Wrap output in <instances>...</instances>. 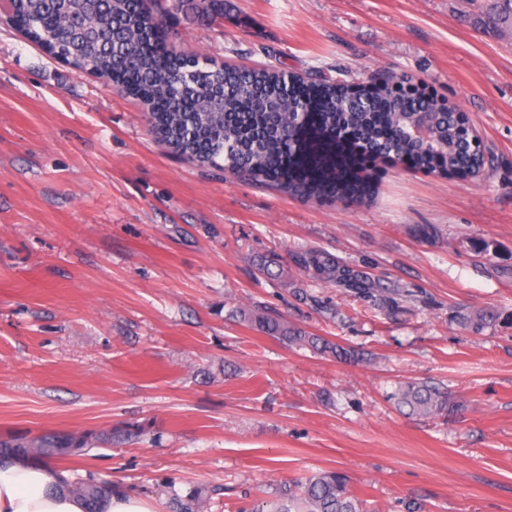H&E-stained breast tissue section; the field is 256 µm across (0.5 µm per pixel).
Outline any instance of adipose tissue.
Segmentation results:
<instances>
[{
    "label": "adipose tissue",
    "mask_w": 512,
    "mask_h": 512,
    "mask_svg": "<svg viewBox=\"0 0 512 512\" xmlns=\"http://www.w3.org/2000/svg\"><path fill=\"white\" fill-rule=\"evenodd\" d=\"M0 512H84L65 487V475L49 465L0 463Z\"/></svg>",
    "instance_id": "obj_1"
}]
</instances>
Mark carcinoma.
<instances>
[{"instance_id": "1", "label": "carcinoma", "mask_w": 512, "mask_h": 512, "mask_svg": "<svg viewBox=\"0 0 512 512\" xmlns=\"http://www.w3.org/2000/svg\"><path fill=\"white\" fill-rule=\"evenodd\" d=\"M15 27L33 44L80 74L112 81L147 109L151 133L168 151L202 166L242 171L273 180L285 192L353 193L351 173L341 174L305 152L306 129L317 127L353 138L382 154L407 157L416 167L438 164L441 174L466 179L484 166L473 151L470 133L454 112H438L435 99L393 90L384 75L368 85L344 80L305 79L276 66L248 69L212 63L205 55L157 52L153 28L181 13L208 19L224 17V0H11ZM486 23L512 32V0H493ZM425 120L432 141L425 144L412 127ZM294 262L318 281L350 288L390 319L404 313L407 296L383 288L363 273L335 263L319 250L294 255ZM252 329L290 346L310 348L339 361L359 353L310 333L266 310L240 311ZM497 314L472 309L457 317L461 328L480 333ZM390 399L411 416L446 418L456 404L448 393L424 382H405ZM100 442L93 432L49 433L0 440V460L46 461L87 455ZM120 491L109 479L89 478L71 485L85 512H101V501ZM175 512H200L202 495H174ZM257 512H367L365 500L340 471L316 472L275 489L267 509Z\"/></svg>"}]
</instances>
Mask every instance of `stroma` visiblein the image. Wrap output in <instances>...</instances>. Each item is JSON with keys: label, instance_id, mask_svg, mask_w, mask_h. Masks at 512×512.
I'll list each match as a JSON object with an SVG mask.
<instances>
[{"label": "stroma", "instance_id": "35a3bbf8", "mask_svg": "<svg viewBox=\"0 0 512 512\" xmlns=\"http://www.w3.org/2000/svg\"><path fill=\"white\" fill-rule=\"evenodd\" d=\"M482 17L473 0H224L222 19L166 23L168 51L220 63L412 78L492 151L467 180L378 163L368 199L193 164L139 100L0 23V440L96 432L56 467L155 512L193 489L206 512H250L321 470L370 512H512V33ZM310 248L418 304L388 319L300 270ZM257 304L364 361L252 330L235 311ZM462 307L502 318L475 334ZM412 380L457 410L402 414L389 396ZM129 425L139 438L114 439Z\"/></svg>", "mask_w": 512, "mask_h": 512}]
</instances>
